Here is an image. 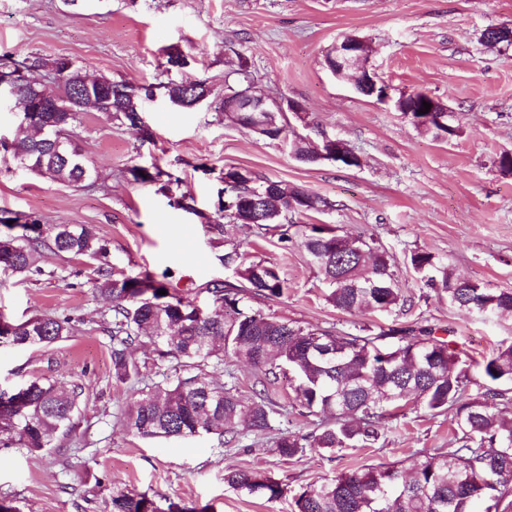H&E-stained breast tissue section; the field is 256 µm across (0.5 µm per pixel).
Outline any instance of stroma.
<instances>
[{
  "label": "stroma",
  "instance_id": "obj_1",
  "mask_svg": "<svg viewBox=\"0 0 512 512\" xmlns=\"http://www.w3.org/2000/svg\"><path fill=\"white\" fill-rule=\"evenodd\" d=\"M491 25L512 28V0H91L84 8L65 0H0V55L41 58L35 79L48 81V61L63 55L92 77L157 85L176 48L189 64L169 71L171 78L199 80L210 91L189 110L173 106L161 89L143 101L149 141L112 113L83 114L76 142L97 172L92 186L69 188L0 162V214L89 225L106 242L111 266L150 273L201 305L211 302L213 282H236L217 259L235 248L245 261L278 267L287 284L281 296L248 299L264 315L343 330L428 328L467 358L483 359L500 341H512V317L459 313L413 269L410 256L427 252L459 277L512 288V173L496 163L512 151V47L482 43ZM346 35L368 43L369 68L393 96L423 91L453 108L459 134L439 140L393 104L336 78L324 59ZM243 67L258 93L299 104L286 115L289 137L342 140L359 166L300 162L282 142L225 117L221 104ZM155 165L178 176L170 194L133 181L132 168ZM231 170L305 187L326 205L296 216L287 242L278 231L249 225L216 239L208 226ZM180 197L191 199L192 210L176 206ZM308 224L384 248L409 308L386 315L329 304L302 245ZM37 263L39 277L0 272V318L19 324L36 314L67 317L72 336L47 349L0 343V388L39 376L82 385V441L59 438L40 455L0 449V499L18 512H109L116 489L206 503L212 512H293L296 494L342 469L384 463L407 471L453 437L450 416L418 406L384 419L386 439L374 446L288 460L266 435L245 434L233 448L212 435L138 438L117 421L133 395L112 376L111 303L92 291L95 262L45 251ZM229 467L271 473L285 493L269 502L235 492L224 483Z\"/></svg>",
  "mask_w": 512,
  "mask_h": 512
}]
</instances>
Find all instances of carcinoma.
Returning a JSON list of instances; mask_svg holds the SVG:
<instances>
[{
	"label": "carcinoma",
	"instance_id": "cac0c4a2",
	"mask_svg": "<svg viewBox=\"0 0 512 512\" xmlns=\"http://www.w3.org/2000/svg\"><path fill=\"white\" fill-rule=\"evenodd\" d=\"M43 66L37 58L9 57L0 66V88L14 99L19 128L32 136L0 139V159L54 182L81 187L90 167L73 145L80 114L103 112L97 81L86 83L75 62L72 69L50 81L49 92L75 99L72 112H43L27 91V72ZM112 85V114L136 124L141 103L153 94L151 86L127 82ZM170 103L188 109L198 80L162 84ZM226 200L219 201V218L239 224H260L280 232L285 212L302 214L329 203L301 186L248 181L237 171L225 174ZM270 195L268 209L255 213L249 198L254 190ZM13 221L19 234L0 238V270L40 276L34 253L86 256L99 262L94 293L111 300L109 336L112 370L122 383L143 384L137 397L120 410L119 420L143 439L189 438L215 435L220 445L240 440L241 431L263 435L272 419L287 410L310 416L327 414L320 431L281 433L274 451L283 459L307 452L323 454L357 444L368 447L383 438L381 421L421 405L432 416L451 414L454 437L445 451L425 457L407 477L396 466L342 471L295 498L294 512H512V419L503 417L512 405V342L501 344L478 364L482 382L477 391L470 364L460 353L422 331L409 336L402 329L366 326L354 332L304 327L251 311L243 293L278 297L284 280L273 265L245 263L235 249L219 256L235 269L240 284L216 283L208 292L212 304L170 292L148 274L117 272L106 260V244L86 225L44 224L30 213ZM303 246L328 285L325 299L343 311L391 312L407 304L385 251L360 238L345 236L342 246L330 244L325 228L312 224ZM412 267L427 276L428 285L448 295V304L481 317L512 316V288H475L457 278L429 253H414ZM71 333L68 318L34 315L20 324L3 323L0 340L18 347H47ZM135 346L153 347L154 356L141 364L129 358ZM244 356L254 367V397L243 401L235 374L227 380L206 378L205 369L224 368V356ZM291 382L288 405L272 397L280 377ZM83 387L62 386L50 378L32 379L11 391L0 390V447L42 453L54 440L75 432ZM224 483L232 490L275 501L282 483L262 471L229 470ZM209 506L188 507L175 502L160 507L145 493H112L110 512H208Z\"/></svg>",
	"mask_w": 512,
	"mask_h": 512
}]
</instances>
